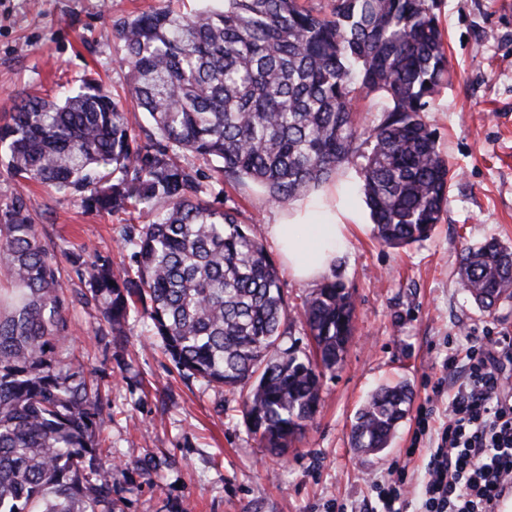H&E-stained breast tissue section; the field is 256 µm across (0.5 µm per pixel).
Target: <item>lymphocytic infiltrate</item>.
Segmentation results:
<instances>
[{
    "mask_svg": "<svg viewBox=\"0 0 512 512\" xmlns=\"http://www.w3.org/2000/svg\"><path fill=\"white\" fill-rule=\"evenodd\" d=\"M512 363V338L471 336L449 347L442 363L448 415L435 421L419 410L414 445L428 441L422 512H495L498 492L512 485V385L502 378Z\"/></svg>",
    "mask_w": 512,
    "mask_h": 512,
    "instance_id": "lymphocytic-infiltrate-1",
    "label": "lymphocytic infiltrate"
}]
</instances>
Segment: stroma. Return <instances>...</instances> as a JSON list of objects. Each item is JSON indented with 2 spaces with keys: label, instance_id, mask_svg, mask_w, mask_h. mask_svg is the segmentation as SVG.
<instances>
[{
  "label": "stroma",
  "instance_id": "35a3bbf8",
  "mask_svg": "<svg viewBox=\"0 0 512 512\" xmlns=\"http://www.w3.org/2000/svg\"><path fill=\"white\" fill-rule=\"evenodd\" d=\"M158 0H0V125L20 98H54L84 76L102 79L125 98L129 68L113 19L135 15ZM451 81L425 120L447 158L451 180L443 219L424 240L382 246L371 224L351 227L348 243L327 274L355 304L354 333L342 362L322 383L314 419L288 453L271 454L246 431L238 395L179 376L140 317L123 341L93 334L99 314L72 313L71 346L87 368L106 366L111 407L100 439L112 454L123 488L119 512H336V501L372 512L369 478L404 465L412 485L424 478V453L406 457L415 415L398 427L388 448L362 453L350 445L358 409L380 386L408 382L413 407L432 403L444 418L447 397L433 394L451 337L466 333L512 337V301L485 312L463 290L457 268L465 247L495 238L512 244V0H440ZM26 198L44 242L56 256L86 260L125 257L116 229L124 220L151 222L150 206L130 217L87 210L79 195L13 178L0 164V203ZM225 207L238 210L261 240L278 208L247 182L225 186ZM155 457L150 479L132 471Z\"/></svg>",
  "mask_w": 512,
  "mask_h": 512
}]
</instances>
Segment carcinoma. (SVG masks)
<instances>
[{
    "mask_svg": "<svg viewBox=\"0 0 512 512\" xmlns=\"http://www.w3.org/2000/svg\"><path fill=\"white\" fill-rule=\"evenodd\" d=\"M435 5L332 0L322 15L300 0H219L193 13L160 4L112 24L152 130L140 134L91 78L55 101L22 100L0 126L13 176L79 193L97 212L150 204L155 219L118 228L126 264L68 256L81 289L67 296L26 199L0 206V512H112L117 502L97 440L108 374L67 349L76 302L98 310L96 336H122L146 316L178 372L239 392L248 433L288 452L342 361L355 306L341 284L322 283L300 313L312 351L285 344L293 318L276 265L237 212L207 197L193 160L286 206L362 142L374 237L389 247L426 238L448 202V165L425 122L449 72ZM358 87L384 100L367 132L352 119ZM459 273L487 312L512 299L511 246L467 248ZM411 401L406 383L376 390L352 423V447L387 448Z\"/></svg>",
    "mask_w": 512,
    "mask_h": 512,
    "instance_id": "obj_1",
    "label": "carcinoma"
}]
</instances>
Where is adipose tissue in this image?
Instances as JSON below:
<instances>
[{
  "label": "adipose tissue",
  "instance_id": "obj_1",
  "mask_svg": "<svg viewBox=\"0 0 512 512\" xmlns=\"http://www.w3.org/2000/svg\"><path fill=\"white\" fill-rule=\"evenodd\" d=\"M355 210L336 200L328 188L310 202L292 204L269 227V235L285 270L293 278L310 282L325 276L345 243L349 225L358 223Z\"/></svg>",
  "mask_w": 512,
  "mask_h": 512
}]
</instances>
